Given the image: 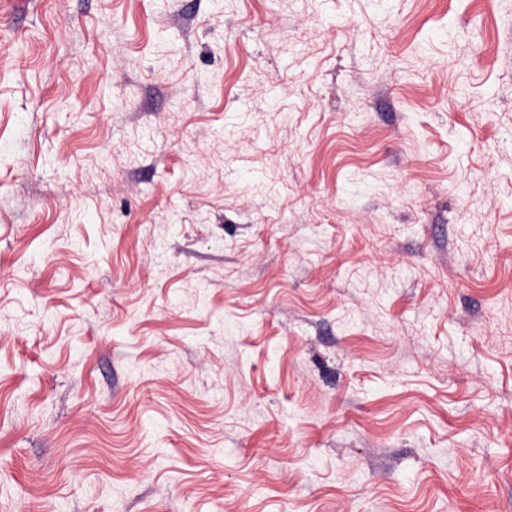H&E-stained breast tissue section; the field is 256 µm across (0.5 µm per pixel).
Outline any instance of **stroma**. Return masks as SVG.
<instances>
[{
	"mask_svg": "<svg viewBox=\"0 0 512 512\" xmlns=\"http://www.w3.org/2000/svg\"><path fill=\"white\" fill-rule=\"evenodd\" d=\"M0 512H512V0L0 12Z\"/></svg>",
	"mask_w": 512,
	"mask_h": 512,
	"instance_id": "35a3bbf8",
	"label": "stroma"
}]
</instances>
